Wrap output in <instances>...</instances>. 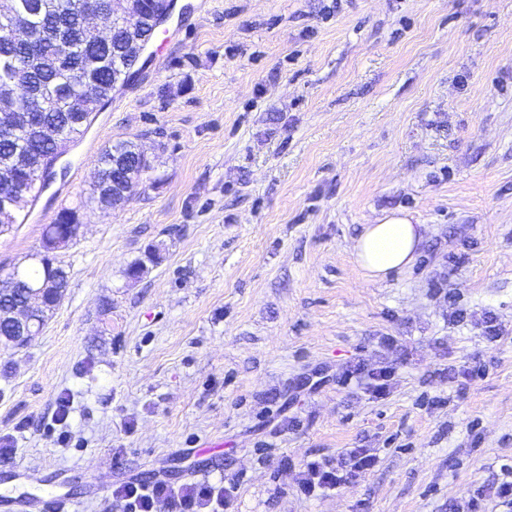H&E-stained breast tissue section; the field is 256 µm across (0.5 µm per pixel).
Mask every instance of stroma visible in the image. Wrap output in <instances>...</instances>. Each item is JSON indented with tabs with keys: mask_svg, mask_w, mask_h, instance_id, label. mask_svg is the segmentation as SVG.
Returning a JSON list of instances; mask_svg holds the SVG:
<instances>
[{
	"mask_svg": "<svg viewBox=\"0 0 512 512\" xmlns=\"http://www.w3.org/2000/svg\"><path fill=\"white\" fill-rule=\"evenodd\" d=\"M203 2L0 234L9 270L61 206L83 224L40 336L0 348V495L118 512L132 478H221L226 512H460L512 469V0ZM118 141L150 166L106 210ZM395 209L420 251L372 283L354 240ZM356 364L388 395L341 384ZM353 448L376 466L351 475ZM314 458L346 482L302 494ZM140 157L141 149L137 144L131 141H119L112 144L107 150H103L98 159L97 166L107 175V179L103 172L98 171L96 180L103 182H95L91 189L90 199L97 205L111 207L112 208V170L120 160L135 161V171L140 169Z\"/></svg>",
	"mask_w": 512,
	"mask_h": 512,
	"instance_id": "obj_1",
	"label": "stroma"
}]
</instances>
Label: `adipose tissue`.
<instances>
[{
  "instance_id": "1",
  "label": "adipose tissue",
  "mask_w": 512,
  "mask_h": 512,
  "mask_svg": "<svg viewBox=\"0 0 512 512\" xmlns=\"http://www.w3.org/2000/svg\"><path fill=\"white\" fill-rule=\"evenodd\" d=\"M422 240L421 227L414 224L408 212L390 210L363 225L353 253L366 277L380 281L392 272L412 265Z\"/></svg>"
}]
</instances>
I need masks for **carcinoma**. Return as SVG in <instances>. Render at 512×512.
I'll return each mask as SVG.
<instances>
[{"label": "carcinoma", "mask_w": 512, "mask_h": 512, "mask_svg": "<svg viewBox=\"0 0 512 512\" xmlns=\"http://www.w3.org/2000/svg\"><path fill=\"white\" fill-rule=\"evenodd\" d=\"M21 10L31 7L27 14L40 37L33 44L0 45V83L13 86L18 96L25 100H48L42 112L45 123L59 129L58 138L47 143L42 128L21 127L10 137H0V170L14 174L16 188L28 196L26 204L15 212L10 223H17L20 216L29 213L42 187L41 176L49 173L48 160L55 151L74 142L86 131L90 118L112 98L114 83L122 68L138 57L146 43L155 34L149 22L159 9L161 0H141L143 21L133 33L120 27L109 40L103 41L92 31L76 26L77 14L74 0H13ZM94 85L96 92L85 102L79 112L70 109L71 99L80 95L84 83ZM141 149L131 141H119L100 153L97 166L107 175L103 182H96L91 189V200L100 206H112V195H120L112 187L113 164L120 160L140 162ZM78 207L64 206L54 221L45 225L41 244L65 232V226L77 223ZM25 279L33 284H47L53 293L47 303L53 304L68 290L69 279L61 266L49 269L33 264L23 269Z\"/></svg>", "instance_id": "obj_1"}]
</instances>
